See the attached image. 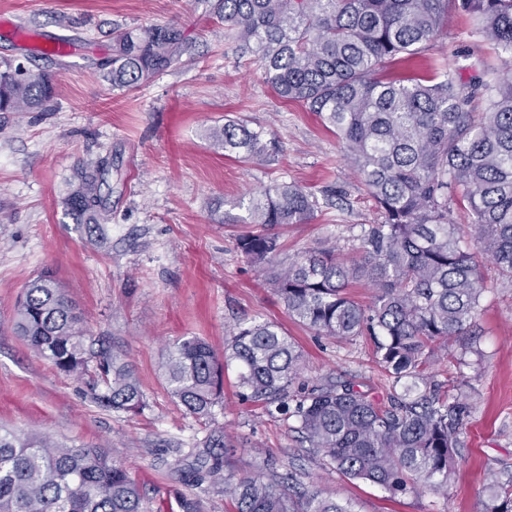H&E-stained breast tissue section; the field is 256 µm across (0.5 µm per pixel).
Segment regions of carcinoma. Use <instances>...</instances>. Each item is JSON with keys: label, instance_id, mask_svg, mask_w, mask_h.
<instances>
[{"label": "carcinoma", "instance_id": "1", "mask_svg": "<svg viewBox=\"0 0 512 512\" xmlns=\"http://www.w3.org/2000/svg\"><path fill=\"white\" fill-rule=\"evenodd\" d=\"M474 18L502 55L494 81L464 91L447 72L388 78L398 61L424 51L442 32L448 8ZM212 13L241 53L259 57L282 100L316 113L342 141L345 159L381 210L361 225L357 256L334 243L275 263L274 229L309 224L316 201L304 187L275 182L250 199L261 225L237 248L270 281L288 314L318 334L375 338L378 363L393 385L410 381L380 405L353 381L327 380L299 393L292 416L305 442L341 474L392 494L445 487L470 406L459 394L428 387L425 366L471 327L486 288L475 253L464 244L454 205L464 201L472 239L494 266V286L512 291V0H214ZM195 59V42L175 26L115 29L100 61L112 88L131 90ZM56 95L53 76L7 63L0 70V112H42ZM481 97L483 112H467ZM206 138L224 155L269 161L280 141L243 119L212 126ZM111 162L74 171L65 197L75 224L110 220L101 187ZM372 289L368 306L347 289ZM13 326L44 360L77 379L89 377L94 402L137 413L146 405L129 365L107 348L85 345L81 317L49 272L19 298ZM239 365L238 386L267 413L282 409L300 379L302 354L272 322L239 323L219 355L197 336L166 353L167 388L186 411L206 417L223 395L224 369ZM191 478L220 486L235 512H352L318 488L294 491L289 473L224 476L211 454ZM485 512H512V482L488 477ZM0 512H148L139 483L98 448L56 444L0 429Z\"/></svg>", "mask_w": 512, "mask_h": 512}]
</instances>
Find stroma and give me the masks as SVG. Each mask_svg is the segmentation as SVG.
<instances>
[{"label":"stroma","instance_id":"35a3bbf8","mask_svg":"<svg viewBox=\"0 0 512 512\" xmlns=\"http://www.w3.org/2000/svg\"><path fill=\"white\" fill-rule=\"evenodd\" d=\"M0 15L46 37L80 38L84 56L52 61L0 34V62L51 73L57 95L44 112H0V426L105 451L126 467L151 502L182 493L204 512H232L222 490L197 486L183 473L196 466L210 433L236 450L224 458L239 479L268 468L291 472L353 512H484L487 473L512 478V292L490 286L477 318L479 353L465 365L442 358L436 380L469 381L471 416L446 487L393 495L346 478L309 453L289 412L267 414L241 394L238 366L224 372V398L211 416L189 413L167 390L161 363L185 336L223 350L236 322L267 320L299 346L302 383L352 380L374 401L394 392L377 363L371 336L339 341L289 316L266 274L237 248L250 232L245 201L274 182L306 187L316 200L308 224L280 229L278 263L334 241L354 244L361 225L382 214L346 162L339 137L300 104L281 100L260 60L239 55L204 0H0ZM174 25L196 43V59L140 88H112L97 63L115 27ZM502 58L465 13L449 11L443 34L395 74L427 77L453 70L469 84ZM243 116L282 143L268 162L225 156L205 137L208 127ZM109 159L103 193L111 223H73L63 199L74 169ZM235 223L224 221L225 214ZM52 270L76 304L86 338L122 355L138 377L141 413L106 410L87 383L36 355L12 325L27 283Z\"/></svg>","mask_w":512,"mask_h":512}]
</instances>
